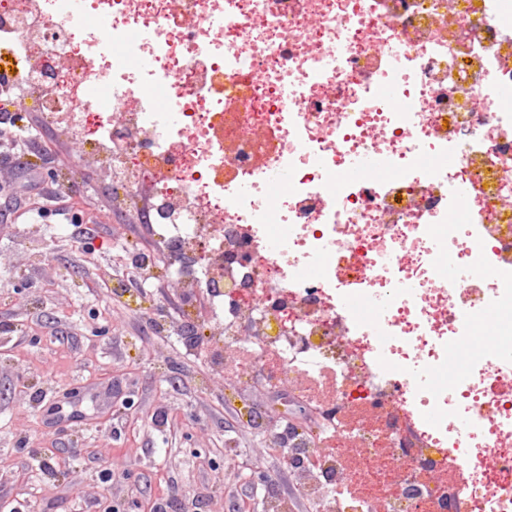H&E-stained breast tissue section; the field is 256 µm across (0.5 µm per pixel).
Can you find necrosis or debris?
<instances>
[{
  "label": "necrosis or debris",
  "instance_id": "4bbe7bcc",
  "mask_svg": "<svg viewBox=\"0 0 512 512\" xmlns=\"http://www.w3.org/2000/svg\"><path fill=\"white\" fill-rule=\"evenodd\" d=\"M0 44L26 63L0 83L127 204L154 180L173 273L218 315L215 370L247 353L245 382L332 411L320 441L271 442L315 458L320 512H406L377 492L398 429L419 512L452 491L457 512H512V0H9ZM369 150L379 168L344 178ZM450 260L476 280L448 283Z\"/></svg>",
  "mask_w": 512,
  "mask_h": 512
}]
</instances>
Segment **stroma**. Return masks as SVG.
Returning a JSON list of instances; mask_svg holds the SVG:
<instances>
[{
    "label": "stroma",
    "mask_w": 512,
    "mask_h": 512,
    "mask_svg": "<svg viewBox=\"0 0 512 512\" xmlns=\"http://www.w3.org/2000/svg\"><path fill=\"white\" fill-rule=\"evenodd\" d=\"M0 136V512H262L268 491L310 512L279 449L243 417L281 409L157 323L185 297L151 225L119 210L79 143L31 95ZM153 254L144 275L130 252ZM268 476L256 488L250 468Z\"/></svg>",
    "instance_id": "obj_1"
}]
</instances>
